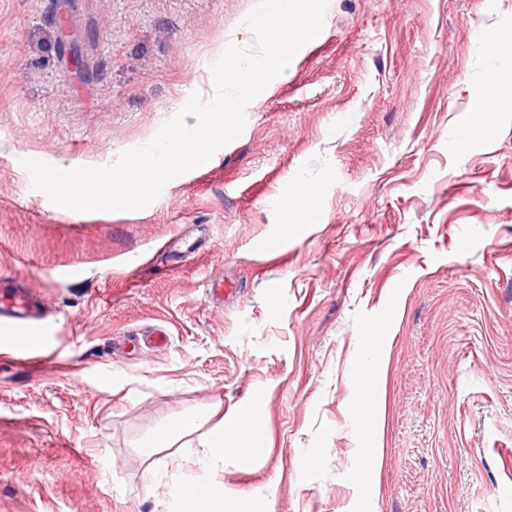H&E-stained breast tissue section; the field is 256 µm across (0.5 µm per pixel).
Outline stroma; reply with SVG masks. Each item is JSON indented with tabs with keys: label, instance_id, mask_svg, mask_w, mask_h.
Instances as JSON below:
<instances>
[{
	"label": "stroma",
	"instance_id": "1",
	"mask_svg": "<svg viewBox=\"0 0 512 512\" xmlns=\"http://www.w3.org/2000/svg\"><path fill=\"white\" fill-rule=\"evenodd\" d=\"M257 3L0 0V271L47 331L37 370L0 334V512H186L169 485L199 434L154 474L138 438L250 400L267 447L216 469L244 512H512V109L481 141L462 127L512 65L481 45L512 34V0H328L242 134L147 207L33 188L22 159L103 165L152 140L208 90L219 39L250 42ZM293 183L316 223L282 224Z\"/></svg>",
	"mask_w": 512,
	"mask_h": 512
}]
</instances>
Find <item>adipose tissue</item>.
Returning a JSON list of instances; mask_svg holds the SVG:
<instances>
[{
    "label": "adipose tissue",
    "mask_w": 512,
    "mask_h": 512,
    "mask_svg": "<svg viewBox=\"0 0 512 512\" xmlns=\"http://www.w3.org/2000/svg\"><path fill=\"white\" fill-rule=\"evenodd\" d=\"M511 105L512 70L505 68L488 73L477 101V111L496 112ZM197 430L203 431L205 437L202 455L193 475L172 482V496L184 502L188 512H240L236 501L225 499L224 484L216 479L212 463L223 458L225 440L229 437L243 440L252 451L264 448L266 429L255 404H244L235 414L215 424L206 415L186 416L175 424L145 434L138 443L139 452L144 459L154 460L163 449Z\"/></svg>",
    "instance_id": "ef3b65f1"
}]
</instances>
